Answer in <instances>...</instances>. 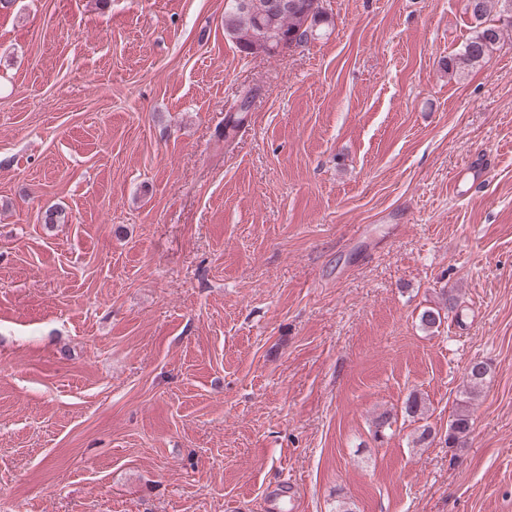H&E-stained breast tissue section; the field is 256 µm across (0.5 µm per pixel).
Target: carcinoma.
I'll return each instance as SVG.
<instances>
[{
	"label": "carcinoma",
	"instance_id": "1",
	"mask_svg": "<svg viewBox=\"0 0 512 512\" xmlns=\"http://www.w3.org/2000/svg\"><path fill=\"white\" fill-rule=\"evenodd\" d=\"M491 0H468V8L476 20L475 34L463 49L443 63L451 74H461L482 62L487 52L502 38L499 26L487 20ZM315 0H288V8L272 13L268 0H248L242 9L236 0H229L224 9V31L235 40L241 52L249 55L258 40L267 35L274 44L298 46L307 43L326 31L330 25L328 14L314 7ZM490 372L487 363L474 361L466 372L467 395H472L483 386ZM473 421L467 405L462 404L448 424V447L464 445Z\"/></svg>",
	"mask_w": 512,
	"mask_h": 512
}]
</instances>
